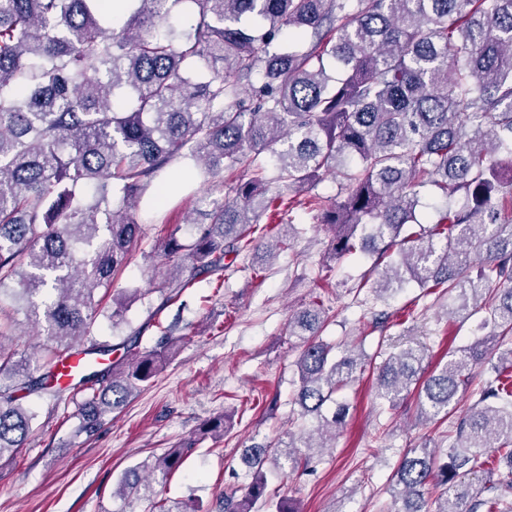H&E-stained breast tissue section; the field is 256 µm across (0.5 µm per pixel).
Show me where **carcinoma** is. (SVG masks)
<instances>
[{
	"mask_svg": "<svg viewBox=\"0 0 512 512\" xmlns=\"http://www.w3.org/2000/svg\"><path fill=\"white\" fill-rule=\"evenodd\" d=\"M512 150V0H0V309L4 298L44 324L32 368L0 342V459L20 448L34 392L60 402L83 393L82 429L95 432L159 371L145 349L60 386V365L78 351L103 355L93 338L95 292L112 294L116 328L131 303L167 301L201 275L224 272L227 256L254 241L276 202L274 181L294 189L326 172L339 200L319 209L334 232L331 259L372 260L375 292L414 282L448 295V314L486 304V334L424 375L425 348L379 365L380 397L416 394L419 418L438 422L457 402L470 367L512 335V173L496 156ZM171 165L215 182L243 168L234 196L195 208L188 240L171 232L158 257L187 272L178 283L116 288L140 249L142 199ZM465 202L414 229L424 190ZM329 319L317 302L288 319L300 342L295 404L313 430L252 444L242 454L251 481L224 493L222 512H298L272 502L262 466L284 456L296 471L341 426L339 393L365 370L321 338ZM512 356L491 366L478 401L437 451L411 448L394 477L395 512H512ZM185 442L124 472L118 497L151 512H202L157 499L191 453ZM496 478L472 492L484 449ZM445 487L433 510L425 487Z\"/></svg>",
	"mask_w": 512,
	"mask_h": 512,
	"instance_id": "1",
	"label": "carcinoma"
}]
</instances>
